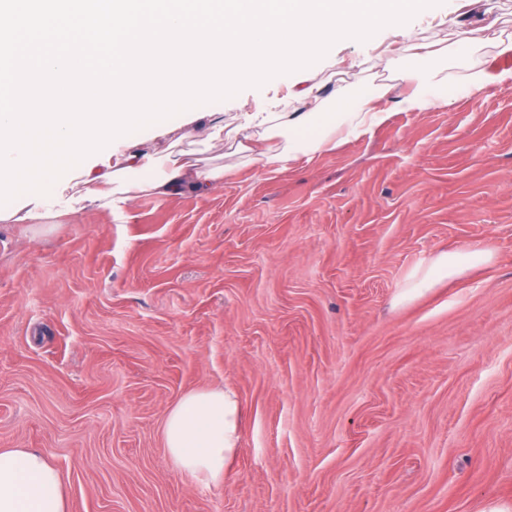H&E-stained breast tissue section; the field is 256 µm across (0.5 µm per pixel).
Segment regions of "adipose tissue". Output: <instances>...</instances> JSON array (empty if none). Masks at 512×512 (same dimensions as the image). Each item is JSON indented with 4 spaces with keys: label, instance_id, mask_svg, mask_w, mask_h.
Returning <instances> with one entry per match:
<instances>
[{
    "label": "adipose tissue",
    "instance_id": "ef3b65f1",
    "mask_svg": "<svg viewBox=\"0 0 512 512\" xmlns=\"http://www.w3.org/2000/svg\"><path fill=\"white\" fill-rule=\"evenodd\" d=\"M412 64L398 70L408 88L402 103L406 109L424 112L451 104L453 96H471L485 88L512 80V70L474 68L458 85H450L440 64V52L432 45H413ZM391 85L362 86L353 93H337L334 100L320 96L316 86L291 92L299 110L245 112L242 128H254L265 144L259 153L270 171L286 170L299 157H310L328 148L337 134L358 138L388 117L377 103L391 92ZM224 168L200 170L190 161L169 163L146 155L126 156L124 166H89L83 175L78 202L103 207L134 200L143 193L172 195L181 189L205 193L223 181ZM480 253L446 251L436 256L424 276L404 290L411 298L436 279L453 275L465 264L482 262ZM243 410L235 394L225 389H195L183 394L169 409L163 424V440L174 465L205 485L224 483L240 452ZM0 512H67L59 470L40 452L27 448L0 449Z\"/></svg>",
    "mask_w": 512,
    "mask_h": 512
}]
</instances>
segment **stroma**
Returning a JSON list of instances; mask_svg holds the SVG:
<instances>
[{
  "mask_svg": "<svg viewBox=\"0 0 512 512\" xmlns=\"http://www.w3.org/2000/svg\"><path fill=\"white\" fill-rule=\"evenodd\" d=\"M504 29L512 0H443L336 42L315 81L324 97L390 82L412 39L446 48L456 82L512 69L488 51ZM302 77L204 109H269ZM380 105L370 134L280 173L180 113L115 151H196L224 166L208 193L0 221V448L44 452L67 512H512V83ZM453 250L487 259L402 299ZM224 385L241 450L206 486L173 465L163 422Z\"/></svg>",
  "mask_w": 512,
  "mask_h": 512,
  "instance_id": "1",
  "label": "stroma"
}]
</instances>
